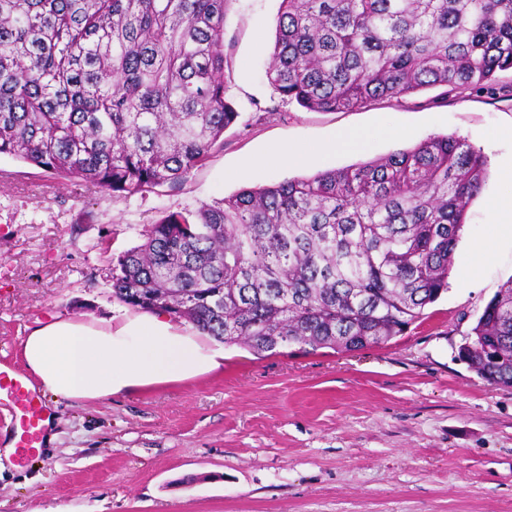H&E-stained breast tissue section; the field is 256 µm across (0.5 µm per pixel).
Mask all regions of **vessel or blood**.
Returning a JSON list of instances; mask_svg holds the SVG:
<instances>
[{"label": "vessel or blood", "instance_id": "1", "mask_svg": "<svg viewBox=\"0 0 512 512\" xmlns=\"http://www.w3.org/2000/svg\"><path fill=\"white\" fill-rule=\"evenodd\" d=\"M9 397L15 401V426L20 430L18 447H37L43 436L47 408L35 392L26 388L13 370L0 366V399Z\"/></svg>", "mask_w": 512, "mask_h": 512}]
</instances>
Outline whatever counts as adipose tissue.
I'll use <instances>...</instances> for the list:
<instances>
[{"label": "adipose tissue", "mask_w": 512, "mask_h": 512, "mask_svg": "<svg viewBox=\"0 0 512 512\" xmlns=\"http://www.w3.org/2000/svg\"><path fill=\"white\" fill-rule=\"evenodd\" d=\"M21 357L38 387L64 400L97 401L223 370L224 350L162 311L118 322L52 318L25 336Z\"/></svg>", "instance_id": "1"}]
</instances>
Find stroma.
<instances>
[{"label":"stroma","mask_w":512,"mask_h":512,"mask_svg":"<svg viewBox=\"0 0 512 512\" xmlns=\"http://www.w3.org/2000/svg\"><path fill=\"white\" fill-rule=\"evenodd\" d=\"M279 0H229L225 96L238 113L181 184L132 197L0 157V365L52 315L110 320L112 260L165 216L242 188L340 169L439 134L512 157V70L483 88L433 87L343 112L284 100L266 71ZM356 147L319 154L334 134ZM310 159L288 164L282 150ZM467 208L448 291L387 343L353 352L224 349V371L98 401L57 400L53 444L0 471V512H512V387L458 358L512 279L487 201ZM489 252L475 263L472 251Z\"/></svg>","instance_id":"35a3bbf8"}]
</instances>
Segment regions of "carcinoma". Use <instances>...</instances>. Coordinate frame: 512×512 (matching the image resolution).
I'll list each match as a JSON object with an SVG mask.
<instances>
[{"label":"carcinoma","mask_w":512,"mask_h":512,"mask_svg":"<svg viewBox=\"0 0 512 512\" xmlns=\"http://www.w3.org/2000/svg\"><path fill=\"white\" fill-rule=\"evenodd\" d=\"M229 0H0V156L114 193L173 186L238 112ZM512 70V0H280L267 76L336 112ZM485 157L455 135L175 212L118 255L113 294L259 354L390 341L448 292ZM458 357L512 387V280Z\"/></svg>","instance_id":"cac0c4a2"}]
</instances>
